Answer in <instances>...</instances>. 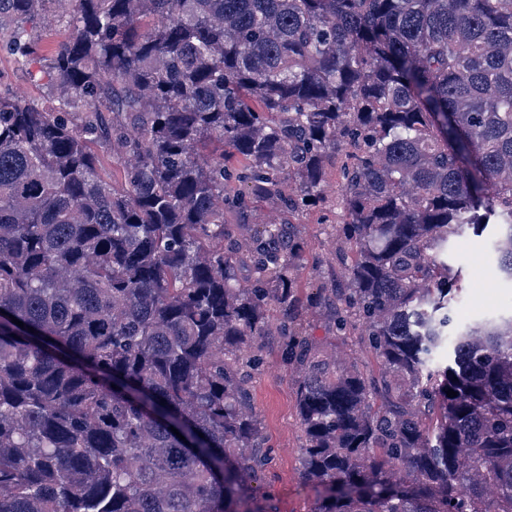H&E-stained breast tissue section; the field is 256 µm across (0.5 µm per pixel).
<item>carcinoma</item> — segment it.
Masks as SVG:
<instances>
[{
  "instance_id": "carcinoma-1",
  "label": "carcinoma",
  "mask_w": 512,
  "mask_h": 512,
  "mask_svg": "<svg viewBox=\"0 0 512 512\" xmlns=\"http://www.w3.org/2000/svg\"><path fill=\"white\" fill-rule=\"evenodd\" d=\"M57 16L55 107L0 81V512H272L248 380L275 334L311 512H512V304L453 315L448 265L492 226L512 281V0H0V47ZM333 162L336 320L392 380L298 330L291 222L224 244ZM274 213L268 205H262L255 208H249L240 217L239 214L230 212L227 215L229 230L237 243L245 245L247 243L246 234L242 224H265L273 219Z\"/></svg>"
}]
</instances>
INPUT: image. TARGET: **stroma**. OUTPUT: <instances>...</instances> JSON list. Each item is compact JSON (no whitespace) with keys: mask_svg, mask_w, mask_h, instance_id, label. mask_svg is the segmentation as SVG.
<instances>
[{"mask_svg":"<svg viewBox=\"0 0 512 512\" xmlns=\"http://www.w3.org/2000/svg\"><path fill=\"white\" fill-rule=\"evenodd\" d=\"M65 35V27L60 23L42 31L38 58L26 64L0 54V71L9 73L20 96H43L41 84L33 82L30 74L39 70L40 58L49 56ZM323 198V212H303L293 218L308 251V261L298 273L302 290L309 299L302 315L304 332L310 339L324 343V356L337 369L365 374L375 364L372 354L363 349L352 330L337 329L324 302L317 296L318 289L335 287L340 273L336 255L344 247L335 181L325 184ZM490 241V234L478 236L469 232L450 245V262L460 268L468 286L466 312L471 316L497 312L499 299L512 295V282L501 278L490 251ZM299 378V371L285 363L277 337H269L248 386L268 459L255 483L256 492L269 501L275 512H306L307 504L318 492L315 484L304 482L300 476L305 437L296 406L295 389Z\"/></svg>","mask_w":512,"mask_h":512,"instance_id":"35a3bbf8","label":"stroma"}]
</instances>
